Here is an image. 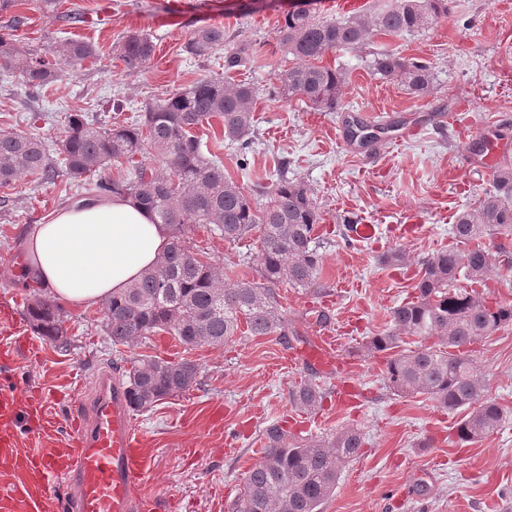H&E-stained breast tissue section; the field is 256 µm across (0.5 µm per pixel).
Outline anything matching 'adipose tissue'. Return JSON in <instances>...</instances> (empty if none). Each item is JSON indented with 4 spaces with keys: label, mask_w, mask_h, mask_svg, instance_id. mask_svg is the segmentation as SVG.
I'll use <instances>...</instances> for the list:
<instances>
[{
    "label": "adipose tissue",
    "mask_w": 512,
    "mask_h": 512,
    "mask_svg": "<svg viewBox=\"0 0 512 512\" xmlns=\"http://www.w3.org/2000/svg\"><path fill=\"white\" fill-rule=\"evenodd\" d=\"M166 228L129 199L115 196L83 208L66 207L28 235V269L42 286L75 306H92L124 292L159 260Z\"/></svg>",
    "instance_id": "obj_1"
}]
</instances>
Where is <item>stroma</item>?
Returning a JSON list of instances; mask_svg holds the SVG:
<instances>
[{
  "label": "stroma",
  "mask_w": 512,
  "mask_h": 512,
  "mask_svg": "<svg viewBox=\"0 0 512 512\" xmlns=\"http://www.w3.org/2000/svg\"><path fill=\"white\" fill-rule=\"evenodd\" d=\"M297 0H62L58 13L43 11L41 0H21L16 11L27 23L17 31L31 45L49 49L68 39L94 44L95 58L64 67L56 82L28 93L18 71L0 70V130L33 132L57 142L67 113L83 112L104 122H133L145 104L170 97L204 76L250 82L260 90L254 134L248 148L224 140L216 126L196 129L204 152L224 164L226 175L250 188L257 179L275 178L287 165L289 178L315 192L326 232L322 258V294L288 285L278 287L282 310L296 331L289 344L274 337L238 333L215 347L186 349L166 333L137 346L112 351L100 328L102 306H64L69 345L61 349L39 336L26 319L24 300L43 293L26 274L24 238L29 226L49 221L68 206L65 179L31 188L29 178L16 182V203L0 217V300L11 303L14 320L0 319V342H13L0 356V386L28 398L51 392L47 412L55 438L67 436L73 405L89 402L101 376L139 356L169 361L187 358L199 364L201 386L134 413L138 430L154 436L157 457L143 479L147 494L166 502L167 512H212L223 501L233 505L255 461L261 434L277 415L293 412L288 390L304 381L332 388L337 373H320L291 360L293 348L309 342L325 327L340 331L343 349L357 359L347 369L368 395L355 409L327 398L306 424H288L290 441L321 438L346 427L360 428L365 444L360 457L343 470L321 512H512V419L503 429L473 444H458L454 424L459 415L423 395L390 390L380 353L368 346L372 337L391 329L389 313L411 299L421 261L451 246L457 214L473 209L493 188L478 155L469 154L477 139L512 143V127L493 123L496 114H512V0H452L447 18L400 37L374 38L362 47L329 53L327 64L347 73L341 107L329 112L300 97L281 98L271 90L288 60L278 45L285 13ZM76 9L87 22H67ZM219 25L234 39L261 46V54L244 67L225 72L223 55L195 59L183 45L196 28ZM130 31L148 34L156 44L151 61L140 71H126L113 51ZM391 50L428 64L436 96L411 94L398 82L373 75L374 53ZM123 102L109 110L107 100ZM445 104L449 122L433 118ZM367 112L391 116L400 126L415 125L417 135L401 145L378 143L359 148L338 140L345 114ZM247 167H239L240 155ZM375 225L380 240L370 245L345 241L339 234L345 217ZM403 224L418 225L415 237L400 238ZM184 238L194 250L223 263L230 278H256L255 237L227 242L211 236L202 224L186 226ZM401 250L402 267L383 263ZM327 322H319L318 313ZM474 358L484 395L512 412V326L475 346ZM225 409V426L237 432L238 445L216 448L207 418L213 407ZM196 449L187 459L186 449Z\"/></svg>",
  "instance_id": "obj_1"
}]
</instances>
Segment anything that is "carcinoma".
Masks as SVG:
<instances>
[{"mask_svg":"<svg viewBox=\"0 0 512 512\" xmlns=\"http://www.w3.org/2000/svg\"><path fill=\"white\" fill-rule=\"evenodd\" d=\"M449 0H376L367 10L339 20H324L299 8L284 16L279 45L293 65L281 71L272 94L301 95L314 107L334 111L340 106L346 73L323 64L327 54L354 48L375 37H398L448 17ZM0 33V66H19L23 82L38 89L60 77L58 63L82 64L96 53L93 44L70 39L43 53L16 42L11 31ZM228 40L224 27L210 25L191 32L184 51L210 58ZM113 51L134 73L155 54L151 36L131 32ZM257 53L250 44L225 49L224 72L244 66ZM372 69L398 81L414 94L433 90L430 67L392 51L377 55ZM258 91L248 83L205 76L161 103L144 106L130 125L104 124L82 113L67 116L64 138L57 149L33 133L0 131V189H12L23 175L39 185L56 183L60 173L69 183L94 193L96 199L128 198L145 208L154 223L170 230V242L155 267L123 293L104 303L101 328L112 348L133 347L164 332L187 348L221 345L245 324L252 336H274L285 343L290 335L276 287L319 288L321 256L315 229L321 215L313 193L283 169L275 183H253L248 195L224 174V164L208 157L193 134L217 119L223 136L248 145L254 127ZM116 166L117 176H100ZM188 224H206L226 241L258 232L259 281L224 283V267L205 261L183 240ZM455 244L422 260L417 296L390 311L392 330L371 338L370 347L386 354L385 379L393 391L425 395L448 411L462 413L455 423L457 440L472 443L498 431L507 410L484 397L473 345L512 324V304H487L478 288L500 257L512 252L498 244L492 254L485 240L512 235V168L495 172L493 190L476 208L456 217L451 228ZM465 280L470 288H458ZM34 330L51 342L67 345L61 308L34 294L26 302ZM432 344L401 347L404 337ZM132 410H148L201 384L200 366L192 360L156 357L130 362L119 377ZM327 397L323 385L304 381L288 391L291 404L319 409ZM365 443L357 428L326 438L291 443L288 433L272 424L262 434L257 461L247 471L233 512H320L334 492L342 471L360 457Z\"/></svg>","mask_w":512,"mask_h":512,"instance_id":"1","label":"carcinoma"}]
</instances>
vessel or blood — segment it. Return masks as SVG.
I'll use <instances>...</instances> for the list:
<instances>
[{"label":"vessel or blood","mask_w":512,"mask_h":512,"mask_svg":"<svg viewBox=\"0 0 512 512\" xmlns=\"http://www.w3.org/2000/svg\"><path fill=\"white\" fill-rule=\"evenodd\" d=\"M339 354V340L326 328L293 356L329 372ZM70 422L60 447H24L22 434L45 439L51 420L42 399L23 402L0 390V466L10 474L0 484V512H158L159 500L142 486L156 444L135 428L123 389L102 383L91 409L76 410ZM58 480L68 488L62 498L52 491Z\"/></svg>","instance_id":"obj_1"}]
</instances>
